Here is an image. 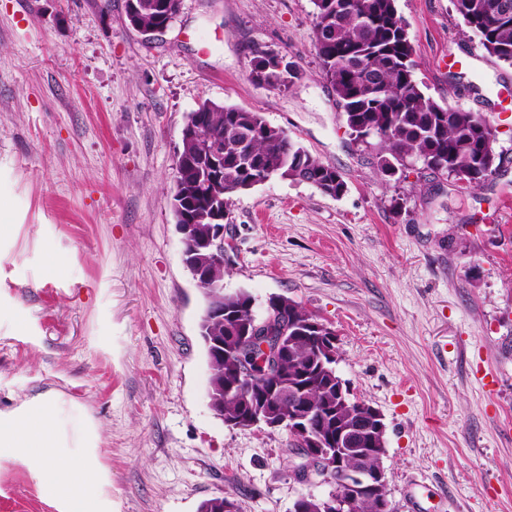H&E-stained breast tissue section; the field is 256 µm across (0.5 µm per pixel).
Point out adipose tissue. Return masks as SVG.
Returning <instances> with one entry per match:
<instances>
[{"label": "adipose tissue", "instance_id": "obj_1", "mask_svg": "<svg viewBox=\"0 0 512 512\" xmlns=\"http://www.w3.org/2000/svg\"><path fill=\"white\" fill-rule=\"evenodd\" d=\"M96 440L82 410L55 394L0 411V463L24 467L57 512H112Z\"/></svg>", "mask_w": 512, "mask_h": 512}]
</instances>
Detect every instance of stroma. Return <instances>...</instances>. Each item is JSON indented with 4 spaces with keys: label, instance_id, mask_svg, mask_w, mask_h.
Listing matches in <instances>:
<instances>
[{
    "label": "stroma",
    "instance_id": "1",
    "mask_svg": "<svg viewBox=\"0 0 512 512\" xmlns=\"http://www.w3.org/2000/svg\"><path fill=\"white\" fill-rule=\"evenodd\" d=\"M126 0H0V411L53 393L97 429L113 512H291L284 431L233 429L208 406L204 293L173 212L186 116L202 100L261 113L347 184L280 177L236 193L224 289L282 295L328 324L336 370L386 424L393 512H512V66L451 0H397L415 78L482 114L499 166L476 188L408 162L382 176L313 47V0H182L160 34ZM293 83L252 81L257 52ZM0 512H57L18 465Z\"/></svg>",
    "mask_w": 512,
    "mask_h": 512
}]
</instances>
